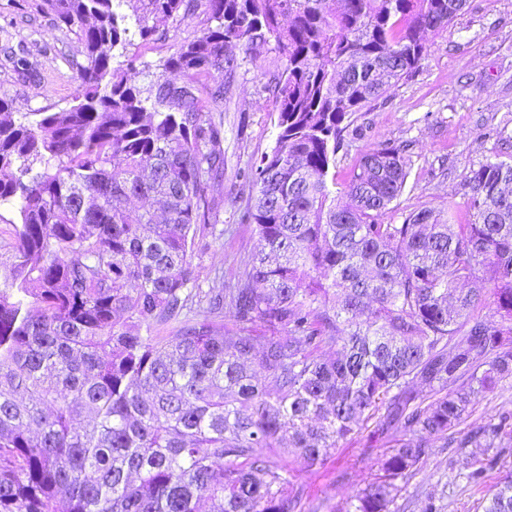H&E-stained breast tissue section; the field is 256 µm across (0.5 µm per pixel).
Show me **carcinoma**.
Listing matches in <instances>:
<instances>
[{
    "label": "carcinoma",
    "mask_w": 512,
    "mask_h": 512,
    "mask_svg": "<svg viewBox=\"0 0 512 512\" xmlns=\"http://www.w3.org/2000/svg\"><path fill=\"white\" fill-rule=\"evenodd\" d=\"M126 2L43 0L83 45L77 93L53 112L0 97V206L18 219L0 288V512H300L284 457L319 465L371 421L391 448L332 512H397L431 437L502 447L512 411L460 425L512 378V155L470 169L466 212L400 224L382 217L407 188L405 149L364 151L340 190L334 173L353 114L467 0H134L132 18ZM197 13L200 34L141 85L133 39L166 41L157 20ZM271 42L278 133L241 215L257 244L234 284L204 290L193 257L224 210L234 50ZM132 198L160 199L164 219ZM483 512H512V479Z\"/></svg>",
    "instance_id": "cac0c4a2"
}]
</instances>
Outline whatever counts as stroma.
Returning <instances> with one entry per match:
<instances>
[{
	"label": "stroma",
	"mask_w": 512,
	"mask_h": 512,
	"mask_svg": "<svg viewBox=\"0 0 512 512\" xmlns=\"http://www.w3.org/2000/svg\"><path fill=\"white\" fill-rule=\"evenodd\" d=\"M42 0H0V97L20 111L59 109L76 93L74 65L82 59L76 37L51 24ZM429 48L411 74L352 117L337 154L336 180L347 182L360 154L391 143L406 147L411 174L405 192L383 217L402 223L424 206L464 208L470 168L502 152L512 153V0H467L446 31L429 35ZM25 60L26 72L15 63ZM283 67L269 48L244 58L224 114V179L214 194L224 201L222 233L204 234L193 259L202 288L233 284L256 245L254 227L239 213L251 194L243 174L272 148L277 129L274 102L261 90L260 75ZM385 438L363 431L332 452L324 464L307 468L289 456L307 492L306 512L336 505L364 488L378 472ZM482 451L445 448L432 439L429 454L403 485L400 512H423L434 500L440 512H481L489 489L512 476V454L482 483L465 479Z\"/></svg>",
	"instance_id": "obj_1"
}]
</instances>
